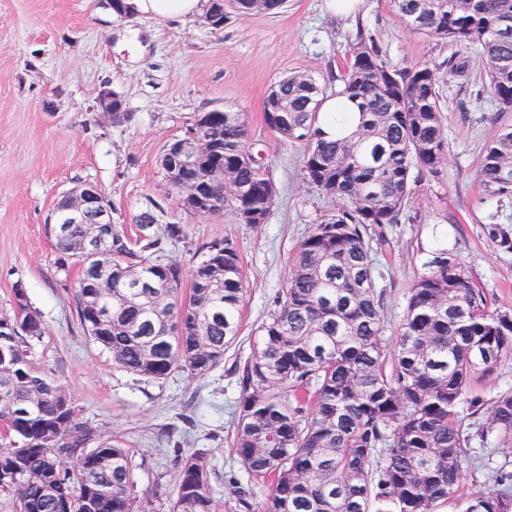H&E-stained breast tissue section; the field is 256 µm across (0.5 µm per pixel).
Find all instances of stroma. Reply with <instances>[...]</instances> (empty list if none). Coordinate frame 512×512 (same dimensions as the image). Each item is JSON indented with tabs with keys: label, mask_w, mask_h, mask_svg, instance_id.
Instances as JSON below:
<instances>
[{
	"label": "stroma",
	"mask_w": 512,
	"mask_h": 512,
	"mask_svg": "<svg viewBox=\"0 0 512 512\" xmlns=\"http://www.w3.org/2000/svg\"><path fill=\"white\" fill-rule=\"evenodd\" d=\"M326 4L286 0L276 14L230 10L216 31L199 16L124 18L109 0H0V312L10 311L12 290L23 284L47 329L43 367L63 365L77 422L129 448L136 495L148 512H168L177 457L199 448L208 452L216 499L229 500L228 478L238 469L230 447L235 365L274 310L298 244L333 209L304 178L303 142L264 122L267 92L284 76L307 74L329 86L362 34L393 67L426 61L436 68L447 163L435 177L414 173L399 223L369 231L386 334L396 336L408 289L442 247L483 288L490 310L512 311V251L485 230L493 213L512 228V198L488 195L480 179L485 147L498 129L512 126V112L481 95L485 72L476 51L412 30L391 0H362L354 16L330 15ZM459 58L467 62L461 76L448 71L449 60ZM103 88L124 99L132 123L116 126L99 114ZM216 108L243 113L248 141L276 185L266 223L193 216L168 193L158 168L164 145ZM86 182L98 186L113 227L130 240L139 238L136 216L150 208L159 224L182 225L183 238L162 257L184 271H192L202 246L234 242L246 293L239 336L219 367L146 380L113 366L84 334L78 272H58L45 225L60 196Z\"/></svg>",
	"instance_id": "1"
}]
</instances>
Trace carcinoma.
<instances>
[{
    "mask_svg": "<svg viewBox=\"0 0 512 512\" xmlns=\"http://www.w3.org/2000/svg\"><path fill=\"white\" fill-rule=\"evenodd\" d=\"M403 22L428 36L476 48L488 66L483 92L512 111V0H393ZM359 124L342 141L319 127L323 88L290 74L276 82L285 112L273 131L306 144L307 183L334 213L299 244L276 309L255 328L251 351L235 366L238 397L233 452L247 476L227 512H442L455 504L468 467L496 473L494 489L464 512H512V387L489 406L471 395L512 355V314L491 312L483 291L446 248L410 288L394 349L387 348L369 230L396 224L413 169L436 176L447 144L435 69L426 61L395 69L370 37H360L341 77ZM203 134L220 150L170 179L192 178L219 201L211 214L264 224L275 183L247 145L239 112H207ZM217 166L234 181L213 180ZM480 177L486 192L512 195V128L488 142ZM140 250L113 230L97 262L75 257L86 224L47 225L57 268L79 267L77 315L112 364L149 380L178 369L201 376L224 361L240 332L245 278L228 240L204 247L188 296L182 267L144 252L184 236L168 224L148 234L153 211L138 216ZM488 237L512 251V230L490 216ZM0 314V492L15 512H145L133 496L128 449L74 419L60 376L41 367L46 328L27 295L13 289ZM487 416H482V411ZM491 444L482 457L471 443ZM211 471L197 451L179 465L170 512H218Z\"/></svg>",
    "mask_w": 512,
    "mask_h": 512,
    "instance_id": "obj_1",
    "label": "carcinoma"
}]
</instances>
